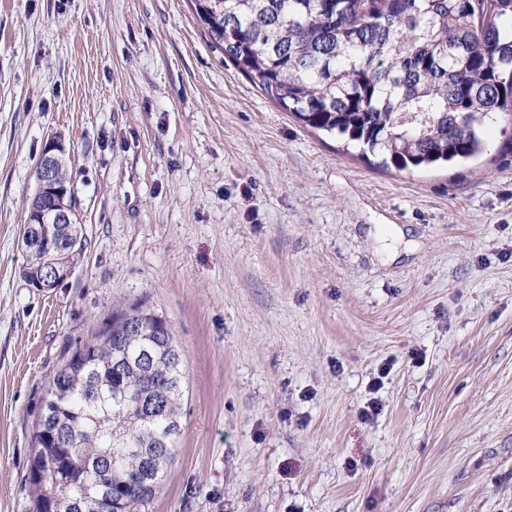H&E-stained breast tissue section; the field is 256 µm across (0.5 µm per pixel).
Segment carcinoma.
<instances>
[{"instance_id": "obj_1", "label": "carcinoma", "mask_w": 512, "mask_h": 512, "mask_svg": "<svg viewBox=\"0 0 512 512\" xmlns=\"http://www.w3.org/2000/svg\"><path fill=\"white\" fill-rule=\"evenodd\" d=\"M213 46L306 126L398 170L470 159L512 124V0H203ZM57 237L87 244L83 225ZM48 381L28 481L35 512H148L176 455L186 369L167 321L112 311Z\"/></svg>"}]
</instances>
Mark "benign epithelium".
I'll return each mask as SVG.
<instances>
[{"label":"benign epithelium","mask_w":512,"mask_h":512,"mask_svg":"<svg viewBox=\"0 0 512 512\" xmlns=\"http://www.w3.org/2000/svg\"><path fill=\"white\" fill-rule=\"evenodd\" d=\"M65 154L66 149L63 143L53 138L41 157L34 195L37 201L36 216L32 220L36 227L33 228V233L22 235L25 249L32 254L45 251L71 252L76 248V245H66L52 236V225L73 223L70 207L66 205L60 207L57 203L50 202L53 194L56 193V170ZM49 265H51V272L35 284V287L40 290L55 287L56 284L68 278L74 269V263L68 261L66 257L55 262L51 261Z\"/></svg>","instance_id":"7a95c632"}]
</instances>
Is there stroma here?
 Returning <instances> with one entry per match:
<instances>
[{
	"label": "stroma",
	"instance_id": "1",
	"mask_svg": "<svg viewBox=\"0 0 512 512\" xmlns=\"http://www.w3.org/2000/svg\"><path fill=\"white\" fill-rule=\"evenodd\" d=\"M54 137L88 245L43 292L21 238ZM483 140L381 168L274 104L191 0H0V512H35L48 380L136 301L187 365L149 512H512V132Z\"/></svg>",
	"mask_w": 512,
	"mask_h": 512
}]
</instances>
